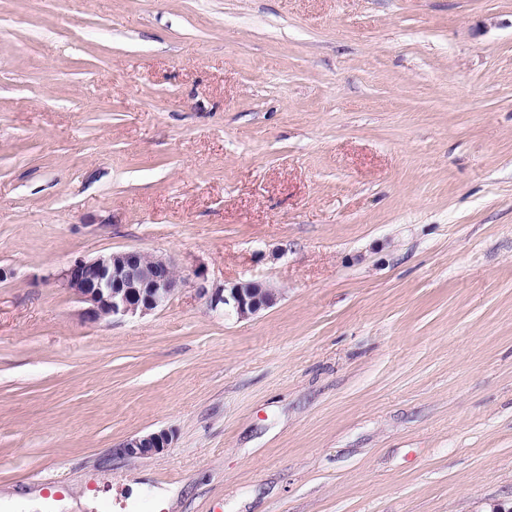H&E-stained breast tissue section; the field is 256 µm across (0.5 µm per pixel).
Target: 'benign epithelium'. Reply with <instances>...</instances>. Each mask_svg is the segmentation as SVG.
<instances>
[{
	"instance_id": "1",
	"label": "benign epithelium",
	"mask_w": 512,
	"mask_h": 512,
	"mask_svg": "<svg viewBox=\"0 0 512 512\" xmlns=\"http://www.w3.org/2000/svg\"><path fill=\"white\" fill-rule=\"evenodd\" d=\"M63 285L89 304L90 321L105 317L144 315L167 305L180 285L170 260L138 250L115 252L92 260L77 259L63 274ZM213 309L233 311L247 318L273 305L277 293L257 282H234L221 287H200ZM170 444L167 432L127 439L120 447L129 459L162 452Z\"/></svg>"
}]
</instances>
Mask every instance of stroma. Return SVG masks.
Wrapping results in <instances>:
<instances>
[{"mask_svg":"<svg viewBox=\"0 0 512 512\" xmlns=\"http://www.w3.org/2000/svg\"><path fill=\"white\" fill-rule=\"evenodd\" d=\"M129 249L181 288L88 321ZM88 490L512 512V0H0V512ZM62 279L65 288L89 304L85 315L90 321L147 314L167 305L180 285L170 260L138 250L77 259ZM200 293L207 296L209 306L217 310L222 307L233 311L239 318L255 315L260 310L273 305L277 300V293L257 282L224 283L221 287H200ZM169 444V434L161 431L129 438L123 442L120 451L129 459H141L162 452Z\"/></svg>","mask_w":512,"mask_h":512,"instance_id":"stroma-1","label":"stroma"}]
</instances>
